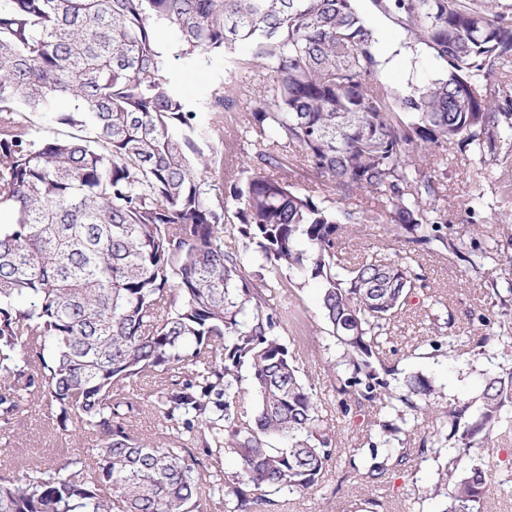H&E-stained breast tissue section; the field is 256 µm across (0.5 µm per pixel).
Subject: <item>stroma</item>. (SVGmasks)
<instances>
[{"mask_svg":"<svg viewBox=\"0 0 512 512\" xmlns=\"http://www.w3.org/2000/svg\"><path fill=\"white\" fill-rule=\"evenodd\" d=\"M358 8L378 37L377 49L385 65L380 80L395 91L409 84H422L440 75L442 64L426 52L405 48V34L382 16L373 13L368 0H357ZM166 75L179 88L188 108L195 112V137L215 157L224 161L225 169L239 171L246 161L248 147L239 129L245 119L234 111L224 115L223 130L212 128L210 100L235 84L239 75L235 64L213 55L195 60L166 55ZM447 176L436 205L442 210L451 232L464 242L485 243L495 239L501 252L484 259L477 268L445 253L427 251L411 253L409 261L424 276L421 288L410 298L402 314L385 325L383 340L385 363L391 373V388H399L405 376L420 372L432 377L440 389L441 404L468 401L478 395L483 378L512 367V354L499 346L427 353L420 348L422 339L435 335L437 317L442 308H452L456 315L453 335L479 338L497 330V323L483 325L480 315L494 312L498 303L491 292L504 288L512 270L501 264V253H512V141L503 140L497 158L482 162L473 153L448 151ZM339 244L351 262H359L383 245L400 250L401 240L389 239L382 223H368L353 233L342 235ZM284 342L296 358L305 382L314 384L322 404V413L338 431V446L359 448L367 422L373 420L400 424L394 407L377 411L342 415L334 386V364L341 349L322 318L319 285L303 277L300 288L288 296L287 325L281 332ZM499 457L492 472L494 490L485 503L486 512H512V423L499 431ZM411 455L408 467L386 476L373 490L353 477L345 461H338L324 477L321 486L310 494H283L277 512H366L369 498L382 501V512H444L447 501L437 497L416 503L415 491L429 487L437 478L441 465L448 459L444 448L420 451L418 443L407 447ZM96 454V442L90 434L68 440L57 434L56 410L29 395L23 411L9 422L0 421V477L8 480L25 478L32 470L54 471L69 460L88 462Z\"/></svg>","mask_w":512,"mask_h":512,"instance_id":"obj_1","label":"stroma"}]
</instances>
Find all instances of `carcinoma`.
<instances>
[{
	"mask_svg": "<svg viewBox=\"0 0 512 512\" xmlns=\"http://www.w3.org/2000/svg\"><path fill=\"white\" fill-rule=\"evenodd\" d=\"M414 46L444 66L393 96L377 79L376 37L356 0H0V417L36 393L58 410L64 437L95 436V460L68 471L0 481V512H198L201 444L224 492V512H270L279 493H308L337 460L334 428L281 339L288 306L270 294L296 287L294 269L321 284V310L342 348L336 378L343 415L392 401L427 418V444L452 442L433 487L444 512H483L489 459L512 408V371L479 395L442 407L426 374L392 393L383 325L423 280L400 252L358 263L340 231L386 217L413 250L477 267L489 248L465 250L438 209L445 172L433 151L496 154L512 134V91L490 78L512 64V0H370ZM180 55H224L241 44L271 72L242 136L249 164L224 178L192 138L195 113L166 78L158 26ZM214 95L213 123L238 109ZM54 112L69 135L30 114ZM293 159L349 197L366 190L379 213L300 191L283 173ZM235 203L225 223L227 200ZM243 250L224 248V235ZM265 270L253 283L246 261ZM250 376L243 378L241 368ZM163 378L151 401L164 430L132 431L138 383ZM386 441L418 425L380 424ZM350 455L367 487L410 461ZM238 468L221 475V458Z\"/></svg>",
	"mask_w": 512,
	"mask_h": 512,
	"instance_id": "obj_1",
	"label": "carcinoma"
}]
</instances>
